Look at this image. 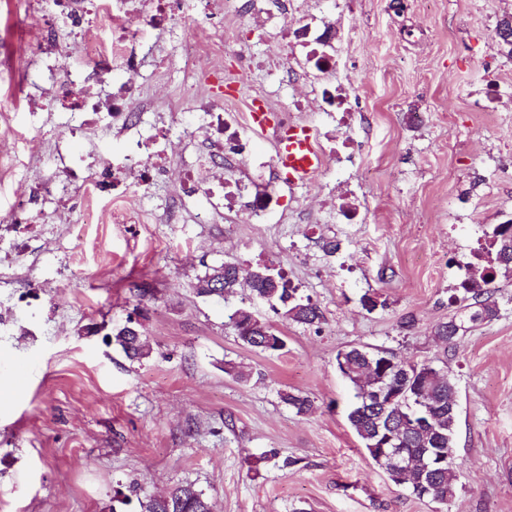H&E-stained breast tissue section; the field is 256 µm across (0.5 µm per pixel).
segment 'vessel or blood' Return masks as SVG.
I'll use <instances>...</instances> for the list:
<instances>
[{"mask_svg": "<svg viewBox=\"0 0 512 512\" xmlns=\"http://www.w3.org/2000/svg\"><path fill=\"white\" fill-rule=\"evenodd\" d=\"M248 119L254 134L271 138L275 166L287 185H307L324 167L311 126L288 121L260 97L252 99Z\"/></svg>", "mask_w": 512, "mask_h": 512, "instance_id": "vessel-or-blood-1", "label": "vessel or blood"}]
</instances>
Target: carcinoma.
<instances>
[{
  "label": "carcinoma",
  "mask_w": 512,
  "mask_h": 512,
  "mask_svg": "<svg viewBox=\"0 0 512 512\" xmlns=\"http://www.w3.org/2000/svg\"><path fill=\"white\" fill-rule=\"evenodd\" d=\"M474 257V263L467 266V277L448 297L455 312L435 327V336L450 348L459 344L465 323H487L500 315L493 284L500 271H512V219L492 225ZM244 286L272 307H281L287 321L314 326L324 320L310 297L302 296L299 288L266 264L251 270L234 262L213 267L198 278L196 294L222 297ZM229 325L250 348L275 354L286 346L280 330L245 308L229 316ZM113 337L131 359L140 360L150 353L148 338L133 332L129 325L116 328ZM336 368L355 391L348 421L373 463L391 482L420 500L446 503L453 499L461 465L452 462L457 406L448 405V396L456 394L457 388L449 373L432 364H413L391 351L369 352L358 347L339 351ZM383 369L397 392L395 401L387 405L375 401L373 394ZM280 398L298 414L313 409V401L300 392L284 390ZM387 434L394 436L393 443L413 461L404 473H391L388 458L382 456ZM140 508L142 512H212L207 496L192 485L178 486L162 497L149 496L140 502Z\"/></svg>",
  "instance_id": "1"
}]
</instances>
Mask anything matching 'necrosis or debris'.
<instances>
[{"instance_id": "necrosis-or-debris-1", "label": "necrosis or debris", "mask_w": 512, "mask_h": 512, "mask_svg": "<svg viewBox=\"0 0 512 512\" xmlns=\"http://www.w3.org/2000/svg\"><path fill=\"white\" fill-rule=\"evenodd\" d=\"M129 2L84 0L83 14L100 13L112 19L111 44L93 39L89 27H81L77 32L96 68L121 60L127 70H135L137 47L145 44L155 30L165 27L204 31V39H185L182 45L185 63L191 64L203 57L222 58L225 52L224 29L214 25L210 10L188 14L182 10L179 0H148V10L137 16L129 9ZM223 11L228 17L251 13L260 18L262 25L281 26L288 46L302 52L306 66L315 72L321 83L315 99L318 111L330 113L335 119L334 131L321 135V153L332 159L339 155L353 156L354 146L344 136L343 130L355 110L359 87L354 82L344 83L339 79L343 42L337 38L335 27L313 16L292 19V6L284 2L277 5L273 0H224ZM88 82V75L79 68L71 69L64 80L55 81V96L66 111L83 116L107 110L113 126L122 132L134 129L140 116L150 109L140 96L136 79H129L106 108L101 107L99 100L88 91ZM185 95L209 116L212 147L181 163L176 187L178 202H185L199 193H208L213 198L212 210L223 211L225 218L243 212L251 223H268L279 201L275 180L254 186L251 194L247 195L239 182L222 176L223 171L238 168L246 149L238 121L223 107L215 105L211 97L203 95L199 84L187 85Z\"/></svg>"}]
</instances>
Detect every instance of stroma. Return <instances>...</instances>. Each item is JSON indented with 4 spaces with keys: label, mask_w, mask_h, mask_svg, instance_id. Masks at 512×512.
Here are the masks:
<instances>
[{
    "label": "stroma",
    "mask_w": 512,
    "mask_h": 512,
    "mask_svg": "<svg viewBox=\"0 0 512 512\" xmlns=\"http://www.w3.org/2000/svg\"><path fill=\"white\" fill-rule=\"evenodd\" d=\"M348 34L347 66L361 84L348 130L356 167L334 163L287 193L269 223L245 216L163 224L175 171L204 145L205 118L183 98L192 72L170 30L137 50L145 96L138 133L165 128L175 152L146 196L76 185L79 160L111 176L127 148L107 118L63 139L70 113L47 106L45 62H85L67 16L48 0H0V512H140L116 490L204 491L214 512H512V277L499 281L500 316L450 349L434 335L447 320L465 251L490 224L512 219V56L496 26L512 0H306ZM244 14L225 21L258 62L249 98L286 108L281 33L247 38ZM66 146V160L55 153ZM359 221L336 220L352 175ZM70 185L59 198L58 185ZM300 207L312 224H294ZM231 261L282 271L324 314L320 326L287 322L249 291L197 296L208 268ZM381 305L367 310L363 296ZM246 308L279 329L277 354L243 346L228 324ZM134 320L152 353L132 360L113 328ZM349 346L443 361L457 384L453 455L462 462L451 502L414 498L363 450L347 413L351 385L336 369ZM233 362L249 381L224 372ZM310 397L305 415L279 390ZM294 466L281 465L283 457Z\"/></svg>",
    "instance_id": "obj_1"
}]
</instances>
